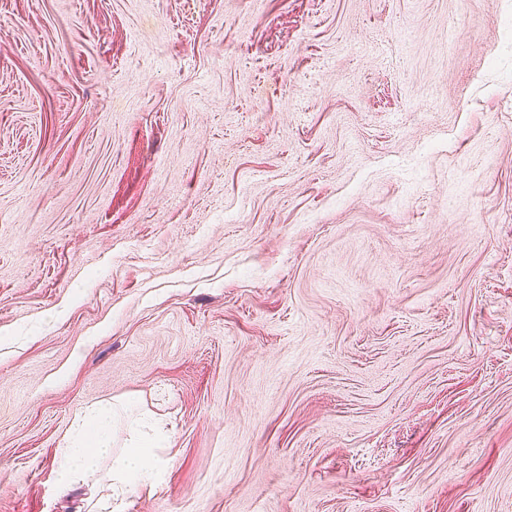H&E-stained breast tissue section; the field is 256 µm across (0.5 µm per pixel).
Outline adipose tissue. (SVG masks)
Wrapping results in <instances>:
<instances>
[{"mask_svg": "<svg viewBox=\"0 0 512 512\" xmlns=\"http://www.w3.org/2000/svg\"><path fill=\"white\" fill-rule=\"evenodd\" d=\"M118 417L112 403L97 402L78 416L66 437L58 466L59 481L69 487L99 477L108 483L111 512H124L126 499L164 466L160 455L170 443L159 423L137 422L123 450L112 446V427Z\"/></svg>", "mask_w": 512, "mask_h": 512, "instance_id": "1", "label": "adipose tissue"}]
</instances>
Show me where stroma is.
I'll return each mask as SVG.
<instances>
[{
	"label": "stroma",
	"mask_w": 512,
	"mask_h": 512,
	"mask_svg": "<svg viewBox=\"0 0 512 512\" xmlns=\"http://www.w3.org/2000/svg\"><path fill=\"white\" fill-rule=\"evenodd\" d=\"M512 512V0H0V512ZM119 412L112 403H93L86 408L66 437L58 466L59 481L69 487L92 476L107 480L110 512H123L125 500L140 484L150 481L168 462L159 450L170 443L169 434L159 423L136 421L130 444L117 452L112 448V427ZM109 466L102 471L100 463Z\"/></svg>",
	"instance_id": "obj_1"
}]
</instances>
